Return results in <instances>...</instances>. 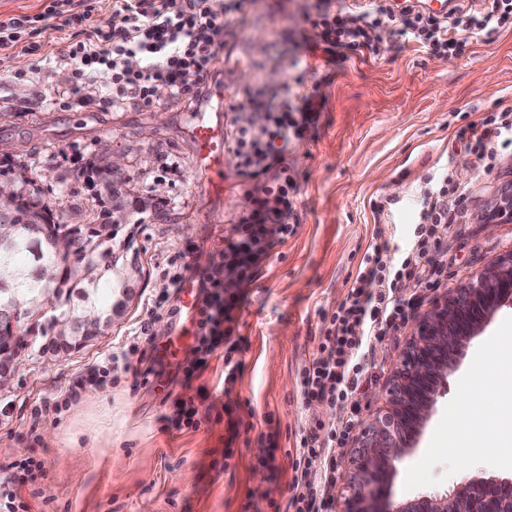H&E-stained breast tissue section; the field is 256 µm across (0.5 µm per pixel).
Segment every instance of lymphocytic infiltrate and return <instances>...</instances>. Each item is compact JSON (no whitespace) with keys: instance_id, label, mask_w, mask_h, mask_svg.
I'll return each mask as SVG.
<instances>
[{"instance_id":"f902f5d3","label":"lymphocytic infiltrate","mask_w":512,"mask_h":512,"mask_svg":"<svg viewBox=\"0 0 512 512\" xmlns=\"http://www.w3.org/2000/svg\"><path fill=\"white\" fill-rule=\"evenodd\" d=\"M254 0H226L215 11L211 0H112V15L91 27L83 40L65 43L62 58L78 62V91L86 103L113 110L128 105L148 106L161 99L190 103L204 96L220 52L232 41L231 23L245 15ZM75 0H53L40 14L0 20V50L18 47L26 26L63 18L65 25L89 22L91 10L75 12ZM512 23V0H483L479 9L434 17L417 0H341L316 13L320 45L300 37L304 55H277L271 63L287 67V83L272 87H246L236 95L231 110L227 152L237 177L249 181L252 207L233 226L224 248L222 266L204 270L205 292L197 322L196 351L209 355L224 350V383L232 385L240 371V349L230 325L232 313L244 300L242 291L256 280L258 266L274 240H285L294 227L288 219L297 191L288 174V149L315 134L323 103L317 95L294 91L300 82L305 54L322 48L327 63L376 48L381 32L413 41L431 54L454 56L474 40L490 36ZM194 74L195 84L185 82ZM512 106L494 110L481 122L468 126L459 137L466 154L483 168H493L512 139ZM448 168L427 174L416 202L413 235L406 247L394 238L373 244L361 262L346 298L327 317L315 356L301 371V395L320 401L343 416L325 425L315 420L305 427L292 463L294 477L288 512H334L331 489L336 483L337 448L343 447L354 428L351 410L366 380L370 353L389 331L405 323L417 306L406 286L434 288L442 269L433 250L447 232L465 199ZM234 276L239 292L224 291L225 276Z\"/></svg>"}]
</instances>
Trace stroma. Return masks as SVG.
<instances>
[{
	"label": "stroma",
	"instance_id": "obj_1",
	"mask_svg": "<svg viewBox=\"0 0 512 512\" xmlns=\"http://www.w3.org/2000/svg\"><path fill=\"white\" fill-rule=\"evenodd\" d=\"M317 0H258L244 21H233L230 54L218 55L210 93L193 107L160 101L149 108L113 111L78 103L72 94L74 67L52 60L43 83L27 70L29 58L13 55L0 79V180L24 169L39 197L69 224L102 219L109 205L82 167L105 154L122 157L136 194L153 209L142 224L124 226L139 255L142 278L131 312L116 320L96 343L54 359L30 350L22 371L0 390V477L34 458L44 469L22 488L29 512H278L290 495L292 459L305 424L335 421L336 411L300 396V374L312 360L325 327L323 316L345 299L371 241L392 231L410 235L421 179L433 167L450 165L470 188L462 215L444 238L447 291L466 283L497 257L512 252V217L494 213L498 189L512 182V156L481 172L457 135L501 105H512V27L491 40H477L456 56L423 51L412 42H391L387 52L357 55L324 68L310 58L305 87L325 98L315 138L288 161L299 186L295 231L275 243L257 281L235 311L241 370L224 386V351L216 349L204 369L184 379L181 367L195 362L184 348L165 375L144 378L147 357L169 340L168 314L177 295L174 275L199 279L224 260V241L251 201L234 175L224 193L210 195L195 167L193 128L237 91L286 79L279 70L258 72L254 60L271 49H291L295 31L318 42L304 17ZM27 95H19L20 86ZM53 96L48 108L35 107ZM400 198L397 209L377 217L379 196ZM494 232H487V225ZM410 341V327L390 332L369 359V389L359 413L377 405L396 355ZM512 306L502 307L467 344L447 372L413 447L385 487V504L442 496L468 478H512V434L500 432L479 446L466 471H458V440L471 422L460 401L477 379L496 386L491 405L512 411V389L500 386L512 371ZM107 367L104 384L89 382ZM87 386L69 397L77 381ZM199 409L198 428L162 421L173 399ZM61 401L58 414L36 418L44 400ZM223 411L211 410V403ZM54 435L47 443L46 435ZM267 456L260 464L259 456Z\"/></svg>",
	"mask_w": 512,
	"mask_h": 512
}]
</instances>
